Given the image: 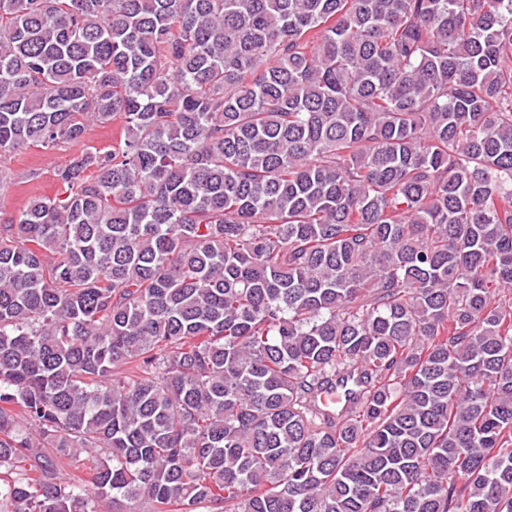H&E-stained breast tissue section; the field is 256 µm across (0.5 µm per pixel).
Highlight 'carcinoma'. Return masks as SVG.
Instances as JSON below:
<instances>
[{"mask_svg":"<svg viewBox=\"0 0 512 512\" xmlns=\"http://www.w3.org/2000/svg\"><path fill=\"white\" fill-rule=\"evenodd\" d=\"M111 122L0 224V512H512V0H0V155Z\"/></svg>","mask_w":512,"mask_h":512,"instance_id":"obj_1","label":"carcinoma"}]
</instances>
